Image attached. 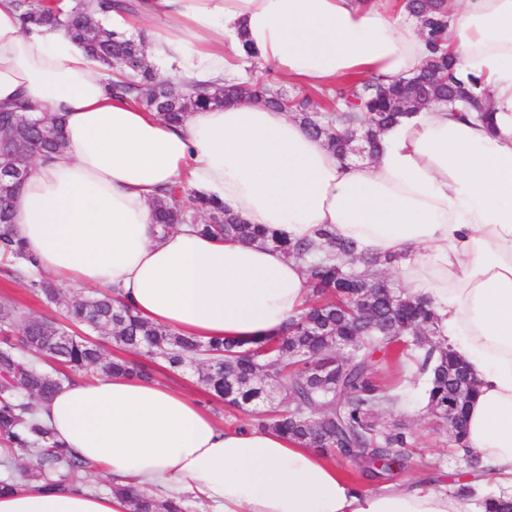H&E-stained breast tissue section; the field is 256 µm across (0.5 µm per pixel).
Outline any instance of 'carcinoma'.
<instances>
[{
    "mask_svg": "<svg viewBox=\"0 0 512 512\" xmlns=\"http://www.w3.org/2000/svg\"><path fill=\"white\" fill-rule=\"evenodd\" d=\"M27 25H50L62 30L98 59L104 72H120L113 85L119 96L177 122L194 107H222L230 100L260 97L272 108L288 111L342 159H372L378 153V133L426 105L466 102L479 106L472 87L460 80L459 58L442 47L448 26L445 0H406L409 13L420 19L431 57L414 76L388 84L358 80L350 93L323 94L321 109L303 96L273 89L257 91L242 83L162 88L164 78L143 63L133 69L126 61L144 59L148 35H128L112 29L111 13L131 14L130 0H76L63 7L57 0H13ZM54 135L49 141H29L26 151L45 156L60 153V118L51 115ZM154 212L163 234L169 235L197 217L202 233L270 245L301 262L311 288V303L291 318L283 332L252 346L214 339L202 343L179 336L163 325L143 321L120 298L105 292L68 299L52 283L25 276L31 263L12 231V202L0 205V259L6 271L27 278L29 286L62 311L63 321L24 314L9 301L0 303V443L12 458L0 462V492L22 483H43L48 490L83 487L96 466L63 447L49 428L32 417V406L48 399L63 382L77 376H125L153 379L143 360L161 359L169 369L198 377L210 393L245 412L277 393L289 409L268 418L256 416L249 425L272 429L328 457L337 454L351 462L354 472L378 480L401 470L409 460L405 448L412 434L401 423L382 427L377 413L405 400L404 382L412 376L426 380L425 398L435 416L448 419L466 413L475 381L460 355L440 340L431 339L437 317L430 299L396 292L394 280L378 273L395 263L392 256L357 252L354 242L328 230L320 241H291L260 224H250L224 207L183 185L170 188ZM112 339L135 359L110 357L89 336ZM356 348L353 360L336 366V344ZM401 346L400 377L388 380L377 365L389 350ZM470 471L455 481L456 494L466 498L472 487L466 477L482 472L480 456L468 448L465 431L454 435ZM111 494L126 500L129 512H188L183 499L165 498L149 490L109 485Z\"/></svg>",
    "mask_w": 512,
    "mask_h": 512,
    "instance_id": "carcinoma-1",
    "label": "carcinoma"
}]
</instances>
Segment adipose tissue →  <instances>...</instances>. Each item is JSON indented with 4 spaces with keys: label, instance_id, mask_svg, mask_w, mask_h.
<instances>
[{
    "label": "adipose tissue",
    "instance_id": "adipose-tissue-1",
    "mask_svg": "<svg viewBox=\"0 0 512 512\" xmlns=\"http://www.w3.org/2000/svg\"><path fill=\"white\" fill-rule=\"evenodd\" d=\"M444 47L476 77L489 120L433 104L387 127L375 161H343L287 112L240 102L173 124L111 95L100 64L63 31L24 26L0 0V106L63 119L67 150L36 161L12 230L35 271L63 288L118 291L143 319L207 342L262 341L308 301L281 251L183 226L161 236L152 203L184 184L289 238L328 230L392 255L411 295L477 385L468 445L485 473L474 499L437 481L364 490L326 457L272 430L227 428L158 381L64 384L38 415L54 438L120 485L187 495L210 512H485L512 499V0H458ZM162 16L147 42L160 76L225 83L252 57L310 89L408 77L428 60L402 0H140ZM0 512H128L123 499L29 484Z\"/></svg>",
    "mask_w": 512,
    "mask_h": 512
}]
</instances>
